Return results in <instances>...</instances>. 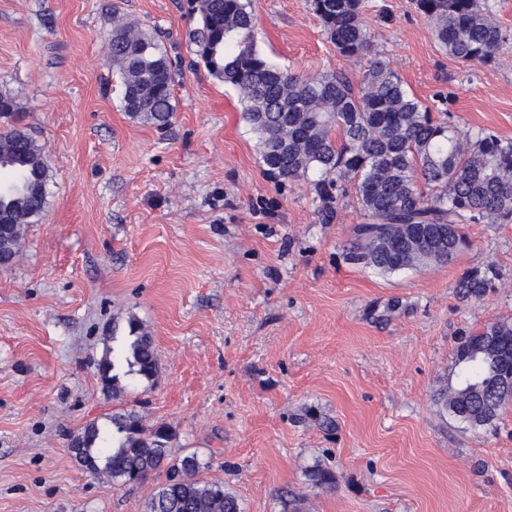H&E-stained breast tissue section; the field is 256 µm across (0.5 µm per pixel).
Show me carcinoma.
I'll return each mask as SVG.
<instances>
[{"mask_svg": "<svg viewBox=\"0 0 512 512\" xmlns=\"http://www.w3.org/2000/svg\"><path fill=\"white\" fill-rule=\"evenodd\" d=\"M448 55L466 65L495 59L505 34L488 0H416ZM338 53L357 59L370 53L361 0H309ZM188 31L191 51L216 80L239 94L241 118L256 135L266 173L278 180L310 179L317 215L329 224L346 184L355 188L367 222L355 227L346 260L386 275L451 261L469 246L466 224H512V139L488 129H465L446 112L434 114L404 86L380 55H373L360 80L340 69L311 76L292 74L270 62L257 47L251 0H193ZM108 56L119 77L122 107L131 118L165 129L175 112L177 59L156 28L117 21ZM0 165L11 186L0 193V211L14 224L0 237V267L12 264L25 226L47 205L50 181L46 147L14 126L0 133ZM452 231L446 250L426 248L427 228ZM403 240L396 252L379 241ZM493 267L475 269L458 285L465 297L493 287ZM488 336L512 343V322L499 320L459 339L456 386L438 393L453 418L473 428L493 423L512 397V358H470ZM126 374L151 380L157 373L154 340L133 316L127 320L124 351L99 364L112 394ZM173 433L164 423L146 427L132 411L108 422L87 424L69 447L79 466L112 482L136 484L163 470L166 481L147 501L146 512H240L224 485L196 478L206 468L197 455L172 454Z\"/></svg>", "mask_w": 512, "mask_h": 512, "instance_id": "obj_1", "label": "carcinoma"}]
</instances>
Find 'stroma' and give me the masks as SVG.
Masks as SVG:
<instances>
[{
    "label": "stroma",
    "instance_id": "1",
    "mask_svg": "<svg viewBox=\"0 0 512 512\" xmlns=\"http://www.w3.org/2000/svg\"><path fill=\"white\" fill-rule=\"evenodd\" d=\"M495 62L463 65L414 0H362L371 43L432 111L512 138V0ZM190 0H0V92L48 150L44 213L0 269V512H144L165 482L91 476L68 444L136 411L174 432L242 512H512V404L492 426L448 415L459 331L512 319V224H470L448 264L380 275L345 249L354 194L320 223L307 182L264 171L236 91L188 47ZM256 40L302 73L345 60L307 0H252ZM123 16L169 33L180 55L166 131L121 107L107 38ZM494 265L479 299L468 272ZM154 339L153 380L104 389L112 327ZM334 482L310 484L314 466ZM495 277L496 272L492 266L483 270L475 269L459 281L457 288L464 297H482L487 288H493Z\"/></svg>",
    "mask_w": 512,
    "mask_h": 512
}]
</instances>
